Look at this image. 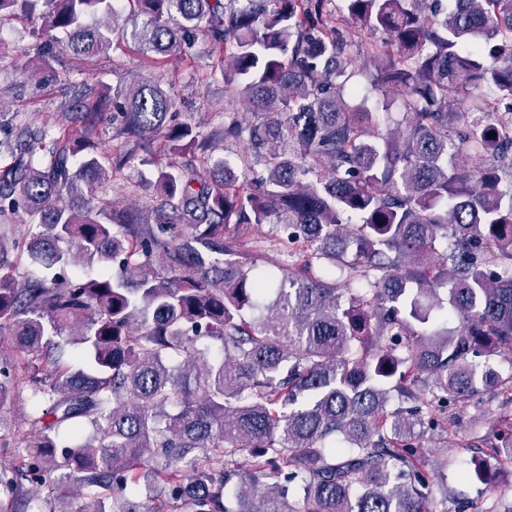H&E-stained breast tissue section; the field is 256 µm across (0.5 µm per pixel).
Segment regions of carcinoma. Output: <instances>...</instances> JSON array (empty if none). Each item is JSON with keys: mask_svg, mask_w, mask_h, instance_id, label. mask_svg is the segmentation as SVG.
<instances>
[{"mask_svg": "<svg viewBox=\"0 0 512 512\" xmlns=\"http://www.w3.org/2000/svg\"><path fill=\"white\" fill-rule=\"evenodd\" d=\"M20 15L44 68L118 36L153 70L203 40V78L246 111L224 102L205 132L143 77L0 140V334L36 400L15 442L29 462L0 466V487L57 472L75 512H448V459L421 463L426 434L447 438L443 403L512 404V374L475 362L512 350V0H0V22ZM363 91L399 94V118ZM109 106L129 146L112 156ZM157 140L144 207L95 193ZM262 224L287 233L277 283L242 248ZM94 263L112 271L64 274ZM474 450L471 479L512 464V413ZM142 483L160 485L151 509L127 495Z\"/></svg>", "mask_w": 512, "mask_h": 512, "instance_id": "cac0c4a2", "label": "carcinoma"}]
</instances>
